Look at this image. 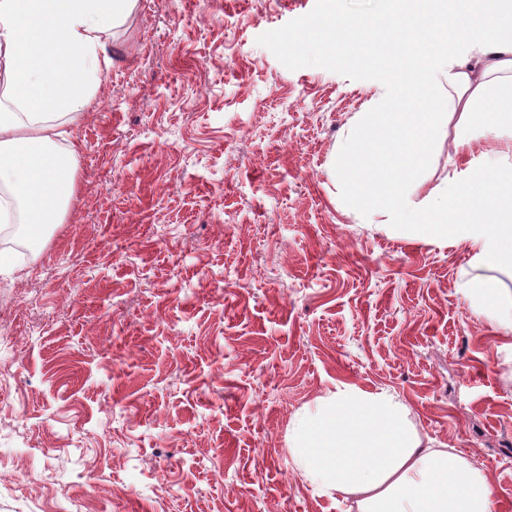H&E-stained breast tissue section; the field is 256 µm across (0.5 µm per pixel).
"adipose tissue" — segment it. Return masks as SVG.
I'll return each instance as SVG.
<instances>
[{
  "instance_id": "1",
  "label": "adipose tissue",
  "mask_w": 512,
  "mask_h": 512,
  "mask_svg": "<svg viewBox=\"0 0 512 512\" xmlns=\"http://www.w3.org/2000/svg\"><path fill=\"white\" fill-rule=\"evenodd\" d=\"M138 0H0V186L21 211L20 230L39 241L62 223L74 194L80 146L62 137L58 117L77 121L111 65L109 32ZM440 40V61L409 52L403 25L348 56L373 62L397 91L363 113L333 158L334 173L362 209L384 217L394 235L451 243L466 251L475 275L462 284L472 313L512 333V298L483 267L512 271V162L489 158L467 180L448 178L417 197L431 145L448 118L512 137V88L475 112L491 74L512 72V0H394ZM430 101L429 112L409 111ZM289 451L301 477L320 494L353 496L357 512H495L486 474L451 448H426L392 396L339 390L300 415Z\"/></svg>"
}]
</instances>
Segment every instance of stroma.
Returning <instances> with one entry per match:
<instances>
[{"label": "stroma", "instance_id": "stroma-1", "mask_svg": "<svg viewBox=\"0 0 512 512\" xmlns=\"http://www.w3.org/2000/svg\"><path fill=\"white\" fill-rule=\"evenodd\" d=\"M389 0H139L71 126L64 223L0 269V512H353L295 470L299 414L385 391L512 512V333L458 246L352 208L331 160L385 71L313 34ZM448 122L424 190L500 155ZM501 282L475 274L462 284V291L472 313L500 329L512 333V296L502 297Z\"/></svg>", "mask_w": 512, "mask_h": 512}]
</instances>
